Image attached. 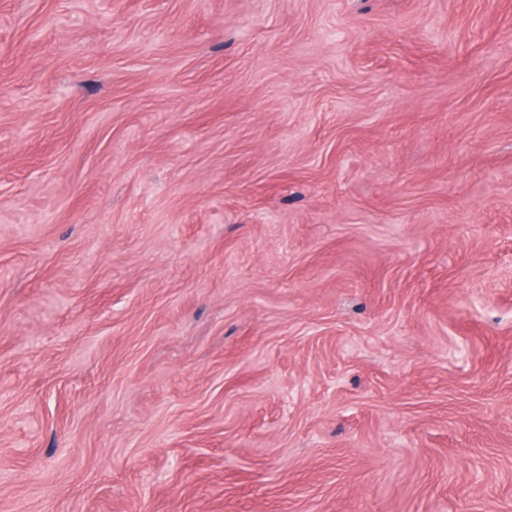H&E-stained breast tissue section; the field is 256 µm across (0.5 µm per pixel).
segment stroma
Instances as JSON below:
<instances>
[{
	"label": "stroma",
	"mask_w": 512,
	"mask_h": 512,
	"mask_svg": "<svg viewBox=\"0 0 512 512\" xmlns=\"http://www.w3.org/2000/svg\"><path fill=\"white\" fill-rule=\"evenodd\" d=\"M512 512V0H0V512Z\"/></svg>",
	"instance_id": "1"
}]
</instances>
